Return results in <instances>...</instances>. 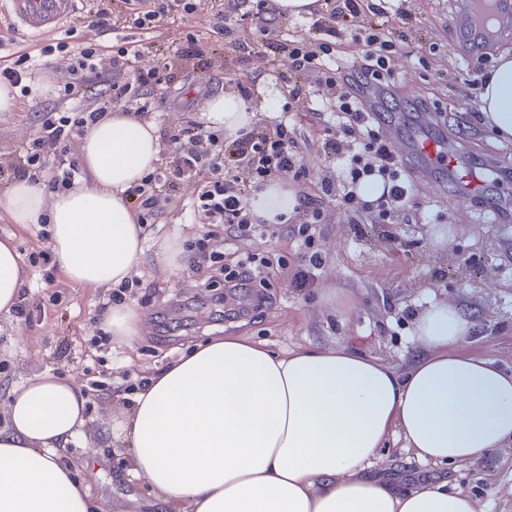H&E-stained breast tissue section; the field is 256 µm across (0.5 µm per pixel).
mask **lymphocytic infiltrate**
Wrapping results in <instances>:
<instances>
[{"instance_id":"1","label":"lymphocytic infiltrate","mask_w":512,"mask_h":512,"mask_svg":"<svg viewBox=\"0 0 512 512\" xmlns=\"http://www.w3.org/2000/svg\"><path fill=\"white\" fill-rule=\"evenodd\" d=\"M100 6L88 28L93 36L75 56L72 77L58 81L57 94L67 110L51 108L43 112L39 127L31 140L22 142L9 166L14 174L42 184L55 192L70 187L79 172L76 162L67 160L65 146L75 131L84 130L101 114L100 100L90 95L87 75H106L113 100L125 102L134 112H152L159 95L175 79L173 60L188 63L198 58L205 44L197 34L186 33L175 49L158 57L155 66L145 69L141 62L153 49L150 37L161 24L187 21L201 0H99ZM215 23L212 36L232 48L235 61L246 65L257 48H264L269 63H276L280 53H288L293 71L284 78L292 98H301L309 83L334 91L340 112L350 115L354 126L368 129L373 125L359 99L361 89L381 85L390 74L391 54L397 46L399 24L395 14L380 12L379 19L369 27L356 31L353 40L358 46L357 59L351 66L329 67L321 61L333 48L302 37L285 42L274 39L276 7L271 0H210ZM137 29L139 38L118 37L121 29ZM256 33L245 38L244 30ZM76 27H69L60 38L43 40L38 55H13L7 66H0V82L17 88L47 62L52 53L69 49L76 36ZM168 138L181 142L182 150L172 161L143 177L130 187L139 220L154 223L159 213L179 206L176 195L179 181L194 178L199 191L194 213L201 223L223 226L228 244L249 237L269 235L270 227L258 223L249 210V199L263 187L272 174L295 169L299 153L286 123L272 130L254 129L234 140H225L222 133L189 124L168 131ZM369 151L373 161L363 163L362 172H378L388 184L380 196V207H399L406 203L411 189L401 176L400 166L390 145L372 137ZM232 154L245 174L227 170L222 158Z\"/></svg>"}]
</instances>
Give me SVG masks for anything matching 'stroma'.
Masks as SVG:
<instances>
[{
  "instance_id": "obj_1",
  "label": "stroma",
  "mask_w": 512,
  "mask_h": 512,
  "mask_svg": "<svg viewBox=\"0 0 512 512\" xmlns=\"http://www.w3.org/2000/svg\"><path fill=\"white\" fill-rule=\"evenodd\" d=\"M455 2L399 0L409 20L405 41L393 57L392 93L385 100L380 132L395 142L397 130L413 127L423 108L433 109L436 131L474 165L489 170L485 196L502 206L507 223H493L482 202L463 201L445 174L429 179L417 164L413 195L403 207L382 211L332 195L322 204L311 245L302 246L291 231L302 222L298 214L291 224L279 225L277 236L244 242L241 253L277 269L268 287L227 299L229 307L243 310L234 320L216 311L221 288L206 287L185 267L168 271L154 249H147L138 285L125 300L143 316L141 333L131 342L114 339L104 346L95 338L106 324L99 307L108 302L111 289L74 284L58 269L60 296L49 301L42 270L30 263L32 255L50 248L44 225L14 224L0 213V237L14 238L28 280L23 313L0 314V412L12 390L34 375L51 372L73 381L86 398V424L60 456L74 478L89 486L101 512H159L146 481L128 475V454L112 428L144 375L208 337L232 333L266 342L276 351L305 344L350 347L400 370L417 352L413 321L436 296L461 305L472 317L470 352L512 370V141H500L475 118L484 76L504 46L461 57L448 23ZM276 33L282 39H321L350 57L357 51L351 30L332 24L323 10L278 19ZM71 67V55H55L49 69L32 80L31 94L18 98L16 110L0 112V163L36 132L42 110L58 100L53 91L57 77ZM291 70L288 55H281L274 68L264 56H255L248 67L255 87L250 101L258 107L255 122L260 126L297 114L291 130L306 176L299 179L288 171L277 178L295 193L317 196L322 183L342 185V169L322 149L324 138L337 128L329 112L315 115L309 104L290 99L282 77ZM237 76L231 52L209 44L203 56L178 69L174 87L149 118L161 131L190 120L207 123L208 100L236 91ZM266 99L274 100L272 111L262 110ZM437 224L452 227L448 246L433 244L431 228ZM172 232L190 242L205 236L211 250L225 249L222 228L198 223L186 209L167 210L145 229L151 241ZM301 267L310 271L302 288L294 280ZM448 487L467 491L479 512H512V447L449 469Z\"/></svg>"
}]
</instances>
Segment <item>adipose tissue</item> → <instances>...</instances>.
I'll list each match as a JSON object with an SVG mask.
<instances>
[{
  "label": "adipose tissue",
  "instance_id": "ef3b65f1",
  "mask_svg": "<svg viewBox=\"0 0 512 512\" xmlns=\"http://www.w3.org/2000/svg\"><path fill=\"white\" fill-rule=\"evenodd\" d=\"M206 110L228 136L252 107L232 93ZM486 126L512 139V53L479 94ZM86 173L46 198L18 179L0 194L11 223L48 220L53 254L73 283L116 286L144 264L145 235L126 190L160 160L153 122L118 110L82 138ZM298 204L282 182L250 199L252 214L287 221ZM22 259L0 240V312L18 304ZM474 323L445 300L417 314L421 351L399 370L359 350L303 345L276 352L243 336H214L134 392L119 426L131 475L169 512H478L445 478L408 482L374 473L390 439L419 463L457 467L512 446V372L467 351ZM85 397L43 373L13 390L0 428V512H93L88 485L59 457L85 423Z\"/></svg>",
  "mask_w": 512,
  "mask_h": 512
}]
</instances>
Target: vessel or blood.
I'll use <instances>...</instances> for the list:
<instances>
[{"instance_id":"1","label":"vessel or blood","mask_w":512,"mask_h":512,"mask_svg":"<svg viewBox=\"0 0 512 512\" xmlns=\"http://www.w3.org/2000/svg\"><path fill=\"white\" fill-rule=\"evenodd\" d=\"M76 0H8L15 19L35 35L62 27ZM453 26L467 54L482 52L490 41L512 39V0H457ZM433 122L423 119L420 128L405 136L404 163L420 160L429 171H440L460 183L468 198L482 196L485 175L465 162L462 152L449 150L446 139L434 136Z\"/></svg>"}]
</instances>
